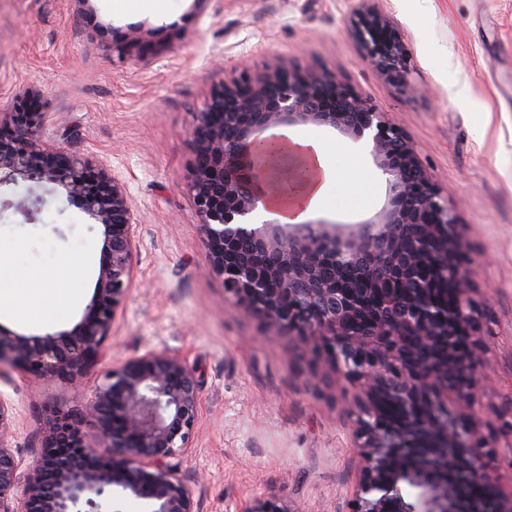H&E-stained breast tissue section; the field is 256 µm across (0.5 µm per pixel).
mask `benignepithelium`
<instances>
[{"label":"benign epithelium","instance_id":"obj_1","mask_svg":"<svg viewBox=\"0 0 512 512\" xmlns=\"http://www.w3.org/2000/svg\"><path fill=\"white\" fill-rule=\"evenodd\" d=\"M352 36L390 85L403 88L412 57L404 35L374 0L352 8ZM314 123L364 139L389 187L375 219L355 225L252 221L267 182L256 149L268 129ZM48 113L27 97L0 105V185L47 181L103 226V260L82 320L69 333L0 330V367L50 382L77 381L111 336L136 280V227L124 182L103 160L46 136ZM189 181L206 247V271L225 297L324 349L355 380L363 458L358 512H512L498 482L479 467L486 439L468 421V378L476 357L466 245L417 148L373 102L338 76L274 65L216 87L190 129ZM41 203L0 201L26 219ZM456 406L448 409V400ZM200 386L177 353L150 350L105 372L76 411L41 427V448L15 451V417L0 398V512H99L126 500L143 512H198L193 487L170 464L198 433ZM462 457L448 494L423 470ZM244 512H295L256 498Z\"/></svg>","mask_w":512,"mask_h":512}]
</instances>
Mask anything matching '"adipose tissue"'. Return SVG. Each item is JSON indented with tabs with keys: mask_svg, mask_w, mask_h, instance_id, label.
I'll use <instances>...</instances> for the list:
<instances>
[{
	"mask_svg": "<svg viewBox=\"0 0 512 512\" xmlns=\"http://www.w3.org/2000/svg\"><path fill=\"white\" fill-rule=\"evenodd\" d=\"M279 154L299 161L303 179L285 195L276 189H266L259 202L261 209L273 211L281 223L295 224L312 208L335 204L336 208L353 210L361 207L372 191L367 175L354 177L345 196L330 198L328 186L332 178L343 175L345 151L341 143L306 134L280 132L277 138Z\"/></svg>",
	"mask_w": 512,
	"mask_h": 512,
	"instance_id": "adipose-tissue-1",
	"label": "adipose tissue"
}]
</instances>
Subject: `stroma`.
I'll use <instances>...</instances> for the list:
<instances>
[{
  "label": "stroma",
  "mask_w": 512,
  "mask_h": 512,
  "mask_svg": "<svg viewBox=\"0 0 512 512\" xmlns=\"http://www.w3.org/2000/svg\"><path fill=\"white\" fill-rule=\"evenodd\" d=\"M0 0V103L28 93L51 115L49 137L111 165L125 182L137 233V280L100 357L73 385L13 369L0 381L23 458L40 451L45 411L88 397L104 372L150 350L183 356L201 386L202 415L175 463L199 512H239L276 498L301 512H356L362 477L358 389L294 333L226 300L204 274L206 249L188 190L189 130L215 86L275 64L342 77L419 150L456 215L471 262L484 354L471 391L483 464L512 496V0H378L404 34L412 68L396 89L363 60L352 0ZM139 40L125 46L130 30ZM341 142L376 183L360 209L317 207L309 222L377 216L388 185L364 142L318 124L293 126ZM33 193V221L0 212V285L37 298L40 320L0 308L19 335L73 329L93 293L102 227L53 185Z\"/></svg>",
  "instance_id": "stroma-1"
}]
</instances>
